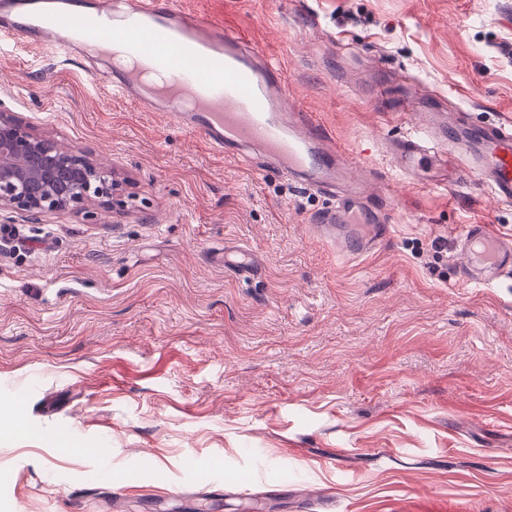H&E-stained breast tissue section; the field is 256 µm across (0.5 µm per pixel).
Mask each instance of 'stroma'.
Here are the masks:
<instances>
[{"mask_svg":"<svg viewBox=\"0 0 512 512\" xmlns=\"http://www.w3.org/2000/svg\"><path fill=\"white\" fill-rule=\"evenodd\" d=\"M182 3L379 173L391 237L339 258L323 197L0 42V111L130 183L93 223L0 212V512H512V281L462 285L454 262L462 225L512 237V203L407 180L384 149L410 98L512 122V0Z\"/></svg>","mask_w":512,"mask_h":512,"instance_id":"obj_1","label":"stroma"}]
</instances>
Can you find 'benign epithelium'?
I'll return each mask as SVG.
<instances>
[{
    "label": "benign epithelium",
    "mask_w": 512,
    "mask_h": 512,
    "mask_svg": "<svg viewBox=\"0 0 512 512\" xmlns=\"http://www.w3.org/2000/svg\"><path fill=\"white\" fill-rule=\"evenodd\" d=\"M127 185L112 162L0 113V211L71 212L91 220L96 209L122 204Z\"/></svg>",
    "instance_id": "obj_1"
}]
</instances>
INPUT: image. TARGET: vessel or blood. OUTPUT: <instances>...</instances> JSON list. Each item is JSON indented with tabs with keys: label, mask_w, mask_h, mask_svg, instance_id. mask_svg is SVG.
I'll use <instances>...</instances> for the list:
<instances>
[{
	"label": "vessel or blood",
	"mask_w": 512,
	"mask_h": 512,
	"mask_svg": "<svg viewBox=\"0 0 512 512\" xmlns=\"http://www.w3.org/2000/svg\"><path fill=\"white\" fill-rule=\"evenodd\" d=\"M20 35L88 58L114 94L201 135L219 154L247 163L250 149L260 150L264 170L326 197L314 227L343 255L359 258L387 240V208L351 176L357 156L297 109L279 68L237 30L213 29L179 0H0V37ZM92 40L117 44L130 65L88 55ZM388 148L403 174L430 163L447 169L451 185L484 179L512 201L511 124L475 123L463 113L448 129L410 125ZM457 249L464 283L490 286L512 274V239L490 225H464Z\"/></svg>",
	"instance_id": "b4317fda"
}]
</instances>
